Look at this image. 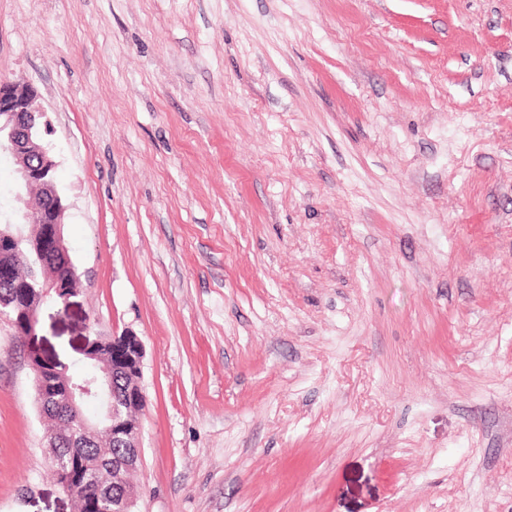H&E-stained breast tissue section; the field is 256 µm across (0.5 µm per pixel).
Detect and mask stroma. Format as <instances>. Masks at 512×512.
<instances>
[{
  "mask_svg": "<svg viewBox=\"0 0 512 512\" xmlns=\"http://www.w3.org/2000/svg\"><path fill=\"white\" fill-rule=\"evenodd\" d=\"M80 276L143 341L137 512H512V0H0ZM0 318V512H73Z\"/></svg>",
  "mask_w": 512,
  "mask_h": 512,
  "instance_id": "stroma-1",
  "label": "stroma"
}]
</instances>
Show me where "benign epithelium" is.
<instances>
[{
  "mask_svg": "<svg viewBox=\"0 0 512 512\" xmlns=\"http://www.w3.org/2000/svg\"><path fill=\"white\" fill-rule=\"evenodd\" d=\"M38 93L29 84L19 80H0V133L5 135L7 153L14 166L17 195L33 190L39 201L15 214L8 223L20 228L28 249L42 259L43 281L40 287L25 292L19 299L0 303V317L12 325L20 337L27 365L34 385L35 402L39 412L47 406L77 424L83 433L94 434L103 429L112 433V441L124 448V453L104 458L98 466L112 470V482L138 468L142 460L140 446V419L130 412H141L147 397L140 384L145 348L136 334L87 338L81 349L82 361L88 363L105 349L112 350V373L95 375L89 379H75L61 374L56 360L43 355L31 345L37 336L39 314L48 302L71 303L78 294L79 275L63 233L67 206L55 182L54 158L38 143L41 120L45 113L37 104ZM18 237L0 232V283L16 282L19 255ZM95 401L99 405L96 419H89L83 404ZM60 441L45 436L48 469L60 471L67 461L52 451ZM64 494L74 499L78 494L91 490L104 504L112 503V512H136L135 490L118 499L111 494L108 484H91L87 474L71 481L56 480Z\"/></svg>",
  "mask_w": 512,
  "mask_h": 512,
  "instance_id": "7a95c632",
  "label": "benign epithelium"
}]
</instances>
